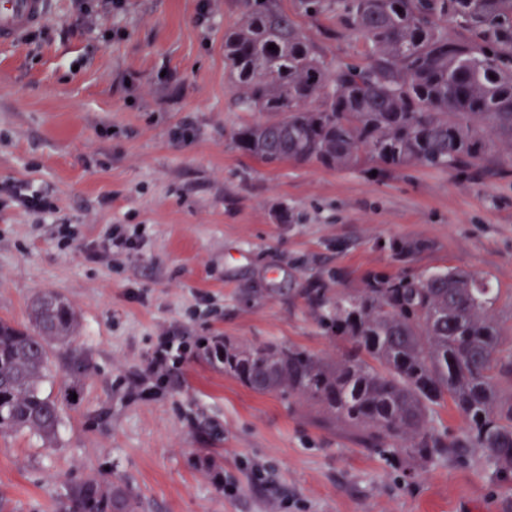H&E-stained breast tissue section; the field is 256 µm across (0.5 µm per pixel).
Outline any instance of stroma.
<instances>
[{
    "label": "stroma",
    "instance_id": "stroma-1",
    "mask_svg": "<svg viewBox=\"0 0 512 512\" xmlns=\"http://www.w3.org/2000/svg\"><path fill=\"white\" fill-rule=\"evenodd\" d=\"M87 3L51 0L39 27L0 46V184L50 188L58 205L44 217L0 202V319L27 325L55 291L80 321L43 385L62 407L53 447L0 435V512H60L71 485L116 480L137 512H512V479L480 453L401 463L205 355L276 341L336 356L345 344L307 288L353 295L375 273L446 266L489 283L512 351V163L383 177L265 164L232 139L267 118L230 104L224 32L239 0ZM282 5L326 60L361 58L338 18ZM115 225L141 228V245L108 256ZM414 242L398 261L393 245ZM163 336L187 351L160 379L149 364ZM73 352L87 370L67 402Z\"/></svg>",
    "mask_w": 512,
    "mask_h": 512
}]
</instances>
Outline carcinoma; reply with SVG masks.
Listing matches in <instances>:
<instances>
[{
    "instance_id": "carcinoma-1",
    "label": "carcinoma",
    "mask_w": 512,
    "mask_h": 512,
    "mask_svg": "<svg viewBox=\"0 0 512 512\" xmlns=\"http://www.w3.org/2000/svg\"><path fill=\"white\" fill-rule=\"evenodd\" d=\"M296 8L339 17L364 41L365 61L328 62L280 0H241L240 22L224 31L232 106L270 115L233 132L243 152L267 164L379 173L465 171L495 149L512 157V0H296ZM309 299L324 330L350 347L325 358L264 342L233 371L237 379L302 398L359 431L367 447L407 462L474 449L512 477V397L501 391L512 356L500 352L487 285L449 266L375 275L354 296L312 288ZM77 326L72 305L51 291L33 303L29 326L0 320L1 435L26 430L53 444L60 405L42 385L55 347ZM238 354L230 343L215 348L224 367ZM445 407L465 423L459 439L436 433ZM67 499L64 512H134L119 483L74 484Z\"/></svg>"
}]
</instances>
